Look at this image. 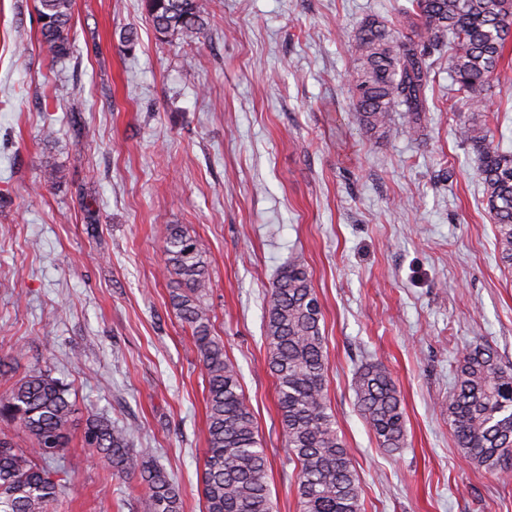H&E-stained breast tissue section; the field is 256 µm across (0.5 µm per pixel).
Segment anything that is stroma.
I'll use <instances>...</instances> for the list:
<instances>
[{"label":"stroma","mask_w":512,"mask_h":512,"mask_svg":"<svg viewBox=\"0 0 512 512\" xmlns=\"http://www.w3.org/2000/svg\"><path fill=\"white\" fill-rule=\"evenodd\" d=\"M405 3L208 0L206 31L184 42L156 33L144 0H74L73 49L56 58L37 0H0V364L67 384L79 424L51 512H145L144 487L111 479L84 444L91 415L134 427L182 512L204 510L205 380L169 305L170 224L205 252L212 332L240 372L276 512L298 506L263 297L291 261L322 304L328 397L363 512H512V483L457 452L445 411L465 348L491 345L512 368V272L478 155L455 134L471 110L443 57L424 138L379 141L352 119L347 36ZM480 115L512 150V45ZM374 360L405 412L393 453L354 391Z\"/></svg>","instance_id":"stroma-1"}]
</instances>
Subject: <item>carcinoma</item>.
<instances>
[{"label":"carcinoma","instance_id":"obj_1","mask_svg":"<svg viewBox=\"0 0 512 512\" xmlns=\"http://www.w3.org/2000/svg\"><path fill=\"white\" fill-rule=\"evenodd\" d=\"M400 9L407 35L387 20L366 18L348 37L353 119L376 139L394 127L416 139L427 122L432 51L448 45V74L470 108L497 77L512 41V0H407ZM73 0H38L42 43L55 57L71 49ZM153 27L164 39L192 41L208 26L205 0H145ZM461 142L479 154L486 207L497 231L499 259L512 269V151L493 146L491 127L475 118L456 128ZM165 270L170 305L192 331L205 377L207 448L202 475L205 512H274L268 460L236 366L213 336L206 303L209 276L204 251L181 224L167 228ZM267 365L275 377L277 413L296 466L300 512H362L360 487L346 443L339 435L327 394L323 313L312 274L301 262L283 267L264 295ZM7 385L0 419L29 439L18 448L0 435V512H49L62 483L54 465L75 423L70 389L46 371L18 379L0 372ZM355 395L380 447L405 445L400 391L383 362L358 372ZM448 422L457 451L485 471L512 476V368L497 351L477 344L462 353L448 393ZM132 430L102 416L85 422L84 441L119 480L137 479L147 490L148 512H182L179 488L136 448Z\"/></svg>","mask_w":512,"mask_h":512}]
</instances>
